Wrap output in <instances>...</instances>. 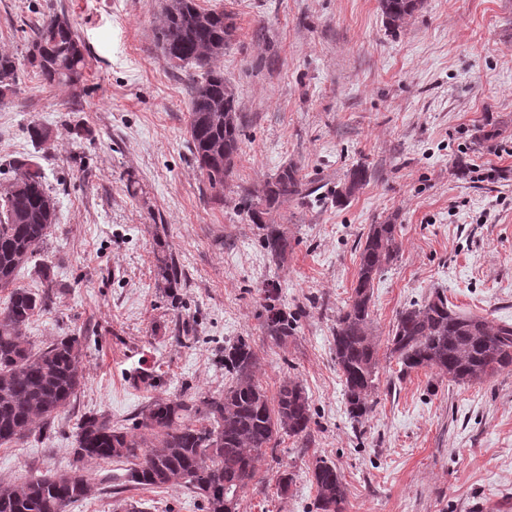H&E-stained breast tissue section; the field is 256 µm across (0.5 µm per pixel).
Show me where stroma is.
<instances>
[{
	"label": "stroma",
	"instance_id": "35a3bbf8",
	"mask_svg": "<svg viewBox=\"0 0 512 512\" xmlns=\"http://www.w3.org/2000/svg\"><path fill=\"white\" fill-rule=\"evenodd\" d=\"M197 3L235 23L213 62L242 120L220 191L189 148L197 70L173 67L157 41L164 0H0V53L19 68L0 99V197L31 160L56 202L16 275L53 292L24 334L38 348L78 337L83 374L53 428L0 447V483L69 468L83 417L132 433L154 398L223 393L224 348L243 338L268 398L297 381L313 418L307 436L278 434L237 512H317L319 459L343 478L344 512H512V368L463 386L430 367L402 372L389 345L398 313L437 290L457 311L512 324V0H424L395 27L379 0ZM55 13L84 45L74 88L44 85L26 61L21 25ZM35 124L50 148L32 142ZM289 164L307 192L265 217L291 242L276 264L243 198ZM359 165L369 182L337 204ZM386 221L399 252L373 283V410L356 421L333 330L357 243ZM165 251L183 270L175 288L158 275ZM270 289L292 327L283 341L266 329ZM126 469L89 463L99 491L68 512H206L184 488L126 484Z\"/></svg>",
	"mask_w": 512,
	"mask_h": 512
}]
</instances>
